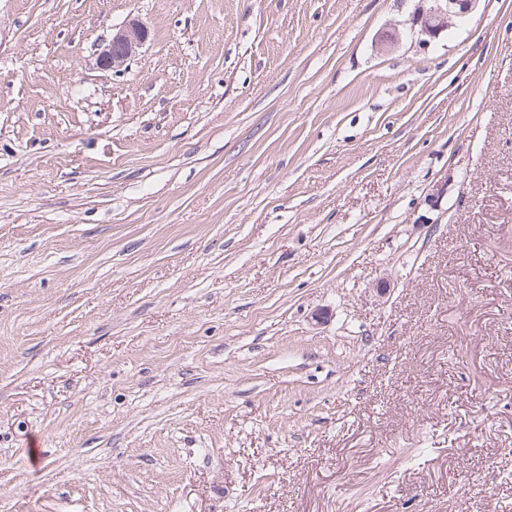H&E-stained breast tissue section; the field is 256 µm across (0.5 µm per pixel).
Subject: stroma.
<instances>
[{"label": "stroma", "mask_w": 512, "mask_h": 512, "mask_svg": "<svg viewBox=\"0 0 512 512\" xmlns=\"http://www.w3.org/2000/svg\"><path fill=\"white\" fill-rule=\"evenodd\" d=\"M427 5L0 0V512H512V0ZM433 2L429 8L423 9L416 19L419 33L430 39L438 38L453 24L467 20L479 0H428ZM149 37L148 27L138 19L128 21L105 43L98 54L101 69L118 72L123 69Z\"/></svg>", "instance_id": "stroma-1"}]
</instances>
